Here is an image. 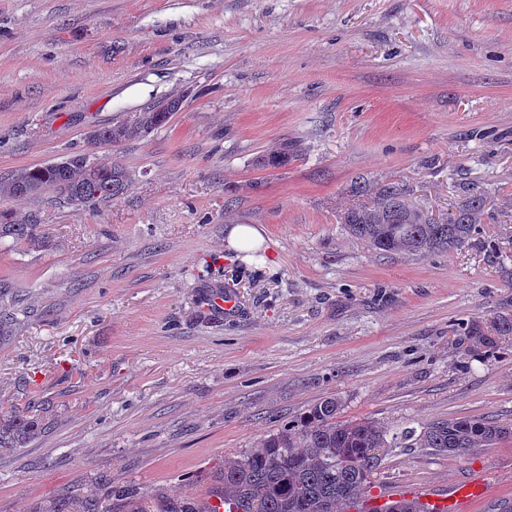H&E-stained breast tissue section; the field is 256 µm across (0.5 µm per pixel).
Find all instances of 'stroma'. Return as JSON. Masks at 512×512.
<instances>
[{
	"label": "stroma",
	"mask_w": 512,
	"mask_h": 512,
	"mask_svg": "<svg viewBox=\"0 0 512 512\" xmlns=\"http://www.w3.org/2000/svg\"><path fill=\"white\" fill-rule=\"evenodd\" d=\"M181 99L118 147L87 135ZM293 159L257 167L284 143ZM94 151L129 190L96 207L0 199L42 247L0 246L19 322L0 411L41 435L0 450V512L117 489L205 500L224 458L336 396L389 431L512 423V338L471 356L512 284L479 246L378 254L339 216L397 182L445 214L470 187L512 254V0H0V180ZM249 224L256 253L228 243ZM230 314L202 311L213 286ZM478 478L512 512V438L451 457L384 449L375 486Z\"/></svg>",
	"instance_id": "obj_1"
}]
</instances>
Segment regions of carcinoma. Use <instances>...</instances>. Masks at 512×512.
Instances as JSON below:
<instances>
[{
    "instance_id": "carcinoma-1",
    "label": "carcinoma",
    "mask_w": 512,
    "mask_h": 512,
    "mask_svg": "<svg viewBox=\"0 0 512 512\" xmlns=\"http://www.w3.org/2000/svg\"><path fill=\"white\" fill-rule=\"evenodd\" d=\"M180 108L173 99L135 120L116 122L95 130L98 142L114 146L141 137L167 124ZM293 153L283 145L256 161L263 169L288 164ZM132 183L130 171L119 160L103 164L91 152L20 170L0 181V198H36L48 192L76 206L90 207L118 196ZM409 189L388 183L379 188L372 204L356 205L340 214V223L378 253L427 256L479 241L486 198L475 191L448 215L434 216L407 201ZM40 246L39 224H22L0 210V245ZM488 264L512 279L508 255L495 241H480ZM18 323L14 308L0 304V339ZM468 352L493 348L512 336V313L496 316L491 328L472 319L461 326ZM342 402L327 396L299 417L286 420L259 444L224 458L210 497L221 500L226 512H433L416 500L392 501L381 508L363 507L370 499L372 476L382 448H433L450 456H464L473 448L489 447L512 436V424L484 417H459L428 423L420 429L390 433L370 419L339 420ZM40 431L36 419L19 413L0 415V448H21ZM137 495L135 490L113 489L107 495H87L82 512H116L114 502ZM130 512H218L208 503L197 505L145 493Z\"/></svg>"
}]
</instances>
